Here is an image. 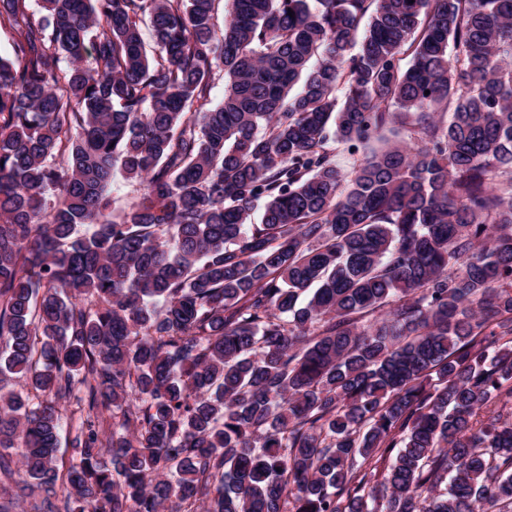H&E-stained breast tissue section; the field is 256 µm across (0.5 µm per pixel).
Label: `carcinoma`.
Wrapping results in <instances>:
<instances>
[{
    "mask_svg": "<svg viewBox=\"0 0 512 512\" xmlns=\"http://www.w3.org/2000/svg\"><path fill=\"white\" fill-rule=\"evenodd\" d=\"M217 4L0 0V475L34 512H512V0ZM144 192V185L138 181L127 180L117 174L112 181V209L119 211L136 202Z\"/></svg>",
    "mask_w": 512,
    "mask_h": 512,
    "instance_id": "cac0c4a2",
    "label": "carcinoma"
}]
</instances>
